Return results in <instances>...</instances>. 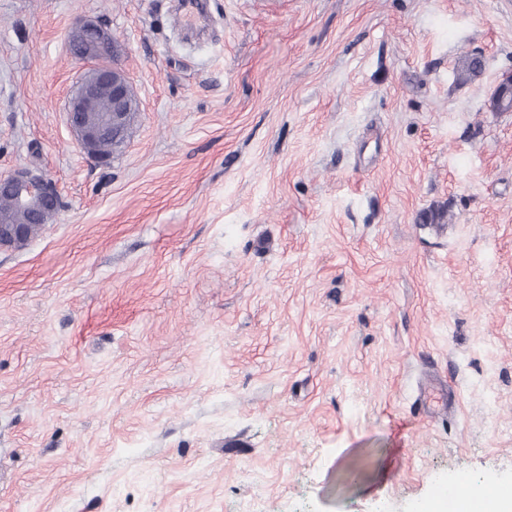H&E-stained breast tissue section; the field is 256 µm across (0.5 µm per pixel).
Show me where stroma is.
<instances>
[{
    "label": "stroma",
    "instance_id": "stroma-1",
    "mask_svg": "<svg viewBox=\"0 0 512 512\" xmlns=\"http://www.w3.org/2000/svg\"><path fill=\"white\" fill-rule=\"evenodd\" d=\"M204 8L0 0V175L63 200L0 249V512L512 489V0ZM81 20L138 104L107 165L66 125Z\"/></svg>",
    "mask_w": 512,
    "mask_h": 512
}]
</instances>
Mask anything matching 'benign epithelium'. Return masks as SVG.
<instances>
[{
  "label": "benign epithelium",
  "instance_id": "7a95c632",
  "mask_svg": "<svg viewBox=\"0 0 512 512\" xmlns=\"http://www.w3.org/2000/svg\"><path fill=\"white\" fill-rule=\"evenodd\" d=\"M80 37L71 43L72 55L92 62L77 90L67 104V123L82 151L104 163L110 155L103 152L106 144L119 145L127 134L136 102L128 75L104 60L113 54L112 34L101 25L83 21L78 26ZM512 75L497 86L496 110L511 112ZM107 103V108L100 107ZM0 195L13 201L14 211L25 216L24 223L13 217H0V248L21 247L32 238V227L48 224L62 206L55 184L44 174L29 168H17L0 176Z\"/></svg>",
  "mask_w": 512,
  "mask_h": 512
}]
</instances>
